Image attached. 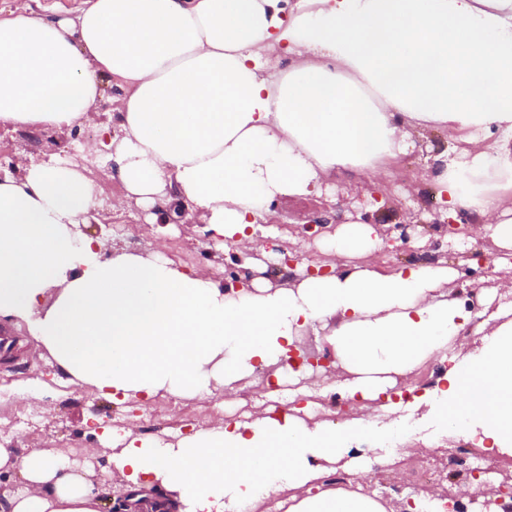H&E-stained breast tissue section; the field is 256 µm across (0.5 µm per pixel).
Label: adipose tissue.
Instances as JSON below:
<instances>
[{
	"instance_id": "1",
	"label": "adipose tissue",
	"mask_w": 512,
	"mask_h": 512,
	"mask_svg": "<svg viewBox=\"0 0 512 512\" xmlns=\"http://www.w3.org/2000/svg\"><path fill=\"white\" fill-rule=\"evenodd\" d=\"M125 89L117 128L94 152L148 221L180 199L214 237L263 253L251 227L285 195L318 193L330 174L378 181L412 138L444 133L425 170L445 217L512 251V0H87L49 19L19 5L0 19V126L61 130L91 120L104 84ZM97 187L51 159L0 178V317L26 324L70 377L102 397L241 394L255 364L278 366L312 331L347 376L335 389L356 418L308 424L293 412L220 420L178 444L105 430L106 460L150 512H225L291 490L286 512H387L359 490L323 489L329 467L365 472L366 451H403L400 404H375L432 356L448 369L410 404L417 426L481 436L512 457V305L477 321L454 287L462 267L413 263L390 274L386 243L362 214L327 238L329 273L297 265L281 287H220L206 269L164 259L104 258L75 235ZM480 343L459 344L469 324ZM0 512H102L69 448L0 444Z\"/></svg>"
}]
</instances>
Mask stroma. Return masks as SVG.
<instances>
[{"label": "stroma", "mask_w": 512, "mask_h": 512, "mask_svg": "<svg viewBox=\"0 0 512 512\" xmlns=\"http://www.w3.org/2000/svg\"><path fill=\"white\" fill-rule=\"evenodd\" d=\"M123 95L117 83H109L103 99L96 106L93 122L63 131L0 128V154L11 160L10 165L0 167V172L17 176L24 165L53 157L73 156L76 145L95 141L99 124L116 123ZM446 141V136L439 132L417 137L415 148L396 161L394 177L379 185L366 183L360 196H349L345 175L336 173L329 180L331 195L314 194L301 199L282 197L277 206L279 218L273 226L278 245L286 254L299 256L306 265L324 263L327 260L324 235L302 237L301 224L318 216L326 219L329 228L333 229L345 222L347 212L365 210L384 238L397 237L404 231L410 236L408 244L401 250L384 253L383 259L389 269L396 270L422 261L454 263L464 256L475 260L478 265L465 286L467 293L488 291L494 294L496 303H512V267L496 271L486 266L487 252L492 247L490 240L473 244L463 254L458 243L448 242L443 229L432 222L439 208L436 189L431 182L418 181L416 175L426 166L429 157L445 146ZM86 173L97 184L99 194L87 223L78 225L77 230L90 237H101L107 252L133 248L150 259L160 251L181 270L189 272L201 266L207 267L213 280L222 285L227 284L229 278L241 274V266L229 263L224 250L218 249L215 239L208 236L201 216L181 223L164 211L160 213L158 223H145L137 204L113 210V198L122 195L124 189L119 181L112 179L109 166L91 164ZM12 328L17 337L16 351L20 363L16 366L0 365V408L10 411L22 405L34 414L30 423L15 426L5 438L6 444L17 451L64 445L86 448L97 444V433H94L92 424L85 421L90 412L100 417L102 426L115 431L129 426L139 427L141 416L151 414L158 427L157 438L168 443L196 432L195 417L198 414L212 417L220 413L233 420L244 413L243 408L226 406L224 393L220 390L188 405L175 397H159L145 407L108 400L90 390L69 385L51 358L29 353L33 339L26 326ZM382 455L379 449L369 453L377 482L388 485L383 499L394 512H404V505L409 500L420 507L427 504V493L415 490V479L405 461H398L391 467L382 464Z\"/></svg>", "instance_id": "35a3bbf8"}]
</instances>
